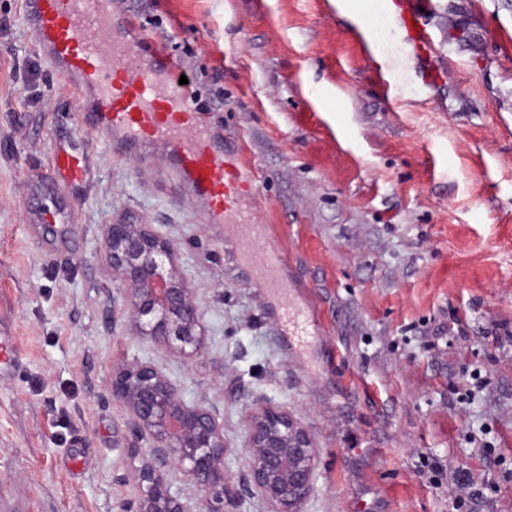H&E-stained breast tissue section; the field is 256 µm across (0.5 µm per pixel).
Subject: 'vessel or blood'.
Here are the masks:
<instances>
[{
  "label": "vessel or blood",
  "instance_id": "1",
  "mask_svg": "<svg viewBox=\"0 0 512 512\" xmlns=\"http://www.w3.org/2000/svg\"><path fill=\"white\" fill-rule=\"evenodd\" d=\"M407 42L422 58L423 82L441 73L430 29L424 23L429 0H392ZM24 22L37 53L73 88L92 100L82 124L113 150L140 157L149 146L161 148L171 178L203 206V221L232 228L259 256L246 267L253 282L279 295L288 286L284 259L269 227L255 223L244 199L252 178L239 156L225 154L193 104L190 85L180 84L182 69L168 51L133 21L116 16L112 0H24ZM50 167L61 191L83 185L88 157L56 143ZM291 335L317 337L319 328L304 309L286 307L277 315Z\"/></svg>",
  "mask_w": 512,
  "mask_h": 512
}]
</instances>
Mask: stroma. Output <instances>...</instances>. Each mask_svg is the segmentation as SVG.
Instances as JSON below:
<instances>
[{"label":"stroma","mask_w":512,"mask_h":512,"mask_svg":"<svg viewBox=\"0 0 512 512\" xmlns=\"http://www.w3.org/2000/svg\"><path fill=\"white\" fill-rule=\"evenodd\" d=\"M443 73L423 83L389 14L393 99L337 0H113L193 83L203 121L255 173L248 205L274 229L293 288L269 302L240 245L200 224L153 149L115 156L80 126L75 92L34 50L24 0H0V512H120L134 500L112 367L161 368L224 420V470L246 473V414L283 406L311 433L299 512H452L455 468L499 485L479 512H512V0H433ZM223 108H213L214 98ZM89 159L84 189L49 195L56 139ZM64 223L45 224L44 209ZM152 225L180 248L205 348L135 336L106 224ZM309 308L319 342L283 335L274 307ZM467 339H460L459 331ZM489 384L455 391L472 369ZM492 443L499 464L488 463Z\"/></svg>","instance_id":"stroma-1"}]
</instances>
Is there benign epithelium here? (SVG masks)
I'll return each instance as SVG.
<instances>
[{
	"label": "benign epithelium",
	"instance_id": "1",
	"mask_svg": "<svg viewBox=\"0 0 512 512\" xmlns=\"http://www.w3.org/2000/svg\"><path fill=\"white\" fill-rule=\"evenodd\" d=\"M104 255L119 270L134 334L174 353L204 349V312L179 263V248L148 224L106 225ZM112 399L127 412L146 447L135 450L137 496L121 512H224V423L216 409L186 402L156 365L134 360L112 370ZM246 490L269 512H298L315 470L309 430L287 409L268 404L246 416ZM193 484L195 497L171 491L175 472Z\"/></svg>",
	"mask_w": 512,
	"mask_h": 512
}]
</instances>
